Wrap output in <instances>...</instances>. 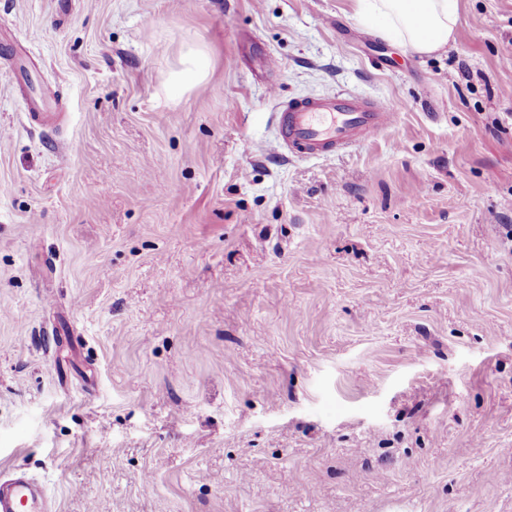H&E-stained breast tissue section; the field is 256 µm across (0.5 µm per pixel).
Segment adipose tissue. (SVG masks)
Segmentation results:
<instances>
[{"instance_id": "obj_1", "label": "adipose tissue", "mask_w": 512, "mask_h": 512, "mask_svg": "<svg viewBox=\"0 0 512 512\" xmlns=\"http://www.w3.org/2000/svg\"><path fill=\"white\" fill-rule=\"evenodd\" d=\"M363 24L418 54H430L454 39L459 0H355Z\"/></svg>"}]
</instances>
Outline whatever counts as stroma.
Here are the masks:
<instances>
[{"mask_svg":"<svg viewBox=\"0 0 512 512\" xmlns=\"http://www.w3.org/2000/svg\"><path fill=\"white\" fill-rule=\"evenodd\" d=\"M336 90L393 123L284 155ZM15 467L57 512H512V0L431 55L354 0H0ZM185 69L173 74L171 87L174 96L181 95L184 91L201 86L209 73L210 58L208 53L201 48H190L182 58ZM393 117L384 101L345 91L283 101L276 112L284 150L307 158L329 156L371 139Z\"/></svg>","mask_w":512,"mask_h":512,"instance_id":"1","label":"stroma"}]
</instances>
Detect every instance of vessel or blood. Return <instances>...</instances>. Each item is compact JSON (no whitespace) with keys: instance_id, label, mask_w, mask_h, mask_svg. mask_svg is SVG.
<instances>
[{"instance_id":"b4317fda","label":"vessel or blood","mask_w":512,"mask_h":512,"mask_svg":"<svg viewBox=\"0 0 512 512\" xmlns=\"http://www.w3.org/2000/svg\"><path fill=\"white\" fill-rule=\"evenodd\" d=\"M394 114L379 99L339 91L281 102L276 118L282 146L299 157L329 156L377 136ZM44 488L21 471L0 477V512H54Z\"/></svg>"}]
</instances>
